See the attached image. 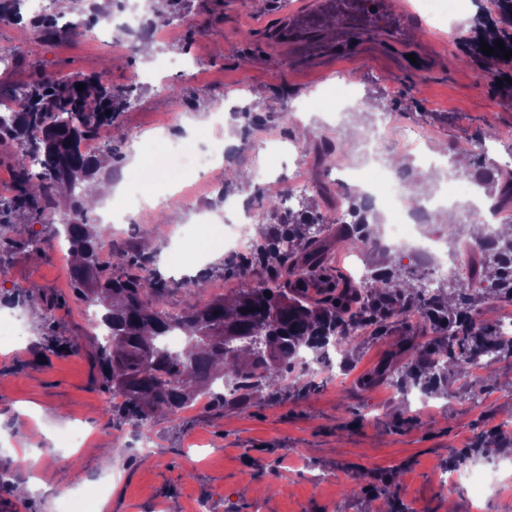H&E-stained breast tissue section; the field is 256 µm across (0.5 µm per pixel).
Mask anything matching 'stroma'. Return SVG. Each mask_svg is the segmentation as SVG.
<instances>
[{
    "mask_svg": "<svg viewBox=\"0 0 512 512\" xmlns=\"http://www.w3.org/2000/svg\"><path fill=\"white\" fill-rule=\"evenodd\" d=\"M279 2L168 5L179 24L158 27L148 61L99 26L37 41L29 22L1 27L0 50L23 42L29 48L12 64L0 65V87L20 89L46 74L100 71L114 87L134 86L119 117L123 140L113 167L135 178L139 170L132 161L140 159L157 170L158 190L183 182L206 210L216 212L223 210L225 197L199 181L198 151L217 134L232 136L243 127L242 115L231 110L242 89L260 107L257 131L271 141L261 154L249 148L231 154L232 166L250 173L247 196L296 159L301 175L310 177L315 158L308 145L316 140L351 141L353 149L338 156L337 165L361 162L358 143L378 112L393 113L396 126L419 129L429 147L465 146L473 165L480 160L478 146L494 153L512 147L505 138L512 132V92L504 93L476 62L464 60L476 15L496 12L494 0H473L471 11L456 8L454 0H408L412 21L398 38L370 29L347 42L344 19L334 12L322 17L332 23V32L271 40L270 30L281 22ZM244 31L253 32V43L242 41ZM254 44L259 54L241 66V53ZM170 57L181 59L183 70L166 67ZM344 75L358 80L360 102L355 111L338 115L326 109L318 92ZM174 86L184 89L192 104L204 99L210 106L205 113L185 109L182 122L208 121L210 110L217 109L224 113L221 130L208 127L191 137L182 122L163 128ZM301 103L304 122L289 124L290 109ZM158 131L165 132L164 140H144V133ZM87 216L113 248L138 251L144 240H152L163 277L179 280L207 270L203 287L168 295V311L203 305L237 285L236 276L224 270V257L195 262V253H208L224 227L197 223L186 207H168L161 219L141 213L126 232L100 222L98 211ZM11 221L8 239L0 244L6 270L0 292L20 295L15 311L25 332L12 345L0 346V512H66L61 492L83 497L102 474L110 478L109 493L97 499L96 512H194L202 503L209 512H371L379 497L370 487L385 478L393 481L407 512H512V483L497 496L471 502L441 481L451 453L469 447L481 430L512 424V358L489 360L499 383H484L474 392L457 380L447 397L436 399L435 409L424 411L391 398L386 384L362 388L395 342L391 336L369 339L362 330L348 346L351 364L327 372L310 394L271 400L261 393L220 409L196 405L142 428L119 424L109 414L111 394L93 381L92 329L71 288L67 252L53 243L42 257L29 258L27 243L39 226L22 216ZM190 227L196 230L191 250H173L171 239ZM46 296L54 305L44 314L30 301ZM50 338L64 353L47 350ZM74 428L89 437L83 447L67 441ZM145 430L156 440L149 456L139 448ZM104 457L111 458V470L100 467ZM355 482L366 486V494L349 495Z\"/></svg>",
    "mask_w": 512,
    "mask_h": 512,
    "instance_id": "obj_1",
    "label": "stroma"
}]
</instances>
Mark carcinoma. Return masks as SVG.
<instances>
[{
  "label": "carcinoma",
  "mask_w": 512,
  "mask_h": 512,
  "mask_svg": "<svg viewBox=\"0 0 512 512\" xmlns=\"http://www.w3.org/2000/svg\"><path fill=\"white\" fill-rule=\"evenodd\" d=\"M71 2L86 3L82 13L91 20L111 14L98 0ZM30 24L40 39L62 33L55 15ZM78 84L85 89H77ZM133 92L107 88L101 73L44 76L21 91L0 88V144L8 141L16 147L14 194L0 200V242L10 232L4 215L13 213L41 218L42 236L29 242L31 257H40L45 244L65 235L75 295L97 310L110 333L105 342L93 336L92 361L97 381L120 399L109 409L112 417L143 425L158 413L176 415L190 408L203 394L220 408L263 391L270 396L306 394L316 387L314 380L298 374L285 382L299 351L309 349L323 358L328 346L348 344L358 330L369 328L371 337L380 338L409 320L435 336L422 342L404 335L373 381L439 397L447 394L451 381L467 374L472 362L493 354L512 358V339L499 336L480 309L488 296L512 304V232L496 228L488 248L467 256V287L447 281L428 292L398 255L380 248L379 216L370 214L354 192L335 197L322 181L321 168L334 154L346 152L344 145L326 140L312 144L318 161L312 172L315 197L303 199L299 209L284 206L280 193L256 188L270 224L258 250L228 260L238 276L229 296L169 312L166 297L183 283L153 270L152 255L114 250L104 267L103 242L96 225L86 219L85 197L95 181L112 179V169L101 168L98 158L112 157L110 132L118 131ZM96 139L103 144L91 152L86 144ZM496 172L479 164L471 173L495 211L512 203V183L497 186ZM317 197L329 207L348 205L359 220L345 225L343 236L324 235ZM61 200L71 223L59 228L43 215ZM343 242L379 256V264L368 263L363 285L325 273V256ZM173 331L186 337L182 351L174 355L160 346V339ZM401 357L406 363L397 368ZM220 384L237 388L238 394L227 397L216 391ZM491 441L497 457L512 450V439L479 432L470 447L448 458L447 466L459 469L490 459L484 448Z\"/></svg>",
  "instance_id": "obj_1"
}]
</instances>
